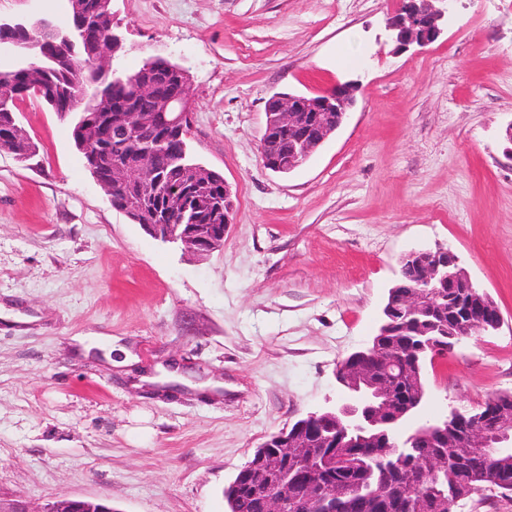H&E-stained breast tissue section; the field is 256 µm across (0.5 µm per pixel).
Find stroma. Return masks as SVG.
Segmentation results:
<instances>
[{
	"label": "stroma",
	"instance_id": "1",
	"mask_svg": "<svg viewBox=\"0 0 512 512\" xmlns=\"http://www.w3.org/2000/svg\"><path fill=\"white\" fill-rule=\"evenodd\" d=\"M401 0H113L118 62L189 77L191 154L235 193L221 249L151 238L113 207L67 121L27 99L30 167L0 153V512L61 499L114 512H226L271 434L341 396L338 359L375 335L401 256L452 250L504 324L427 372L409 431L512 391V0H456L394 53ZM70 22L67 0H0ZM357 85L304 164L265 170L276 93ZM108 336L112 356L78 338Z\"/></svg>",
	"mask_w": 512,
	"mask_h": 512
}]
</instances>
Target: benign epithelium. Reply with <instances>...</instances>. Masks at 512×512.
<instances>
[{
	"label": "benign epithelium",
	"mask_w": 512,
	"mask_h": 512,
	"mask_svg": "<svg viewBox=\"0 0 512 512\" xmlns=\"http://www.w3.org/2000/svg\"><path fill=\"white\" fill-rule=\"evenodd\" d=\"M454 0H407L403 8L389 17L387 29L395 50L402 51L412 45L425 46L440 35L442 25L448 20V12ZM35 35L18 47L42 54L62 53L77 39H89L91 32L77 26L67 31L55 27L46 19L35 21H0V33L22 32ZM118 50L113 45L100 44L96 48L95 67L109 73ZM164 64L176 85L172 92L159 94L160 105L154 112H113L107 127L121 133L150 130L168 134L191 126L192 112L189 99V83L186 71L177 64L156 57L144 63L148 71ZM355 88L338 84L332 90L317 95L277 93L267 102L265 125L260 150L271 140L288 136V153L279 160H272L264 168L275 173L291 171L306 162L343 123L348 109L354 102ZM14 143L0 148L20 162H29L37 156L34 143L14 127ZM212 170L202 164L182 166L181 184L184 187L204 183ZM99 185L109 195L124 193L138 185L140 195L131 198L120 209L131 221L141 223V214L148 189L157 181L156 170L145 156L117 159L112 171L106 175L93 173ZM194 197L180 189L167 197L163 215L143 227L155 238L163 241H179L185 248L208 253L224 245V236L233 221L234 201L229 184H224V223L216 225L208 235L201 232L202 225L185 222L187 213L194 207ZM400 266H413L418 271L421 288L406 295L405 312L422 314L431 309L439 292H460L467 302L448 306V330L438 333L420 348L431 358L453 353L456 345L469 336L470 328L478 331L497 330L502 325V314L491 305L490 296L478 288L468 273L459 266L456 256L449 250H412L405 254ZM335 377L342 387L345 398L335 408L311 412L292 426L272 436L261 445L260 472L262 483L258 486L262 512H288V503L300 502L308 508L328 499L343 501L358 494L356 487L329 483L323 465L320 448H372L373 455L385 458L394 451L414 443L417 436L425 433L446 435L459 425L464 427L463 446L471 456L493 461L505 448L512 447V394L498 392L477 404L468 414L453 411L443 421L426 424L415 433L403 438L394 425L403 413L396 410L391 383L400 379L409 390L411 410L426 392V379L417 370L402 365L395 355H386L378 342L365 351L353 353L336 362ZM294 462L301 470V480L288 475V462ZM42 512H112V507L102 501L88 499H62Z\"/></svg>",
	"instance_id": "obj_1"
}]
</instances>
